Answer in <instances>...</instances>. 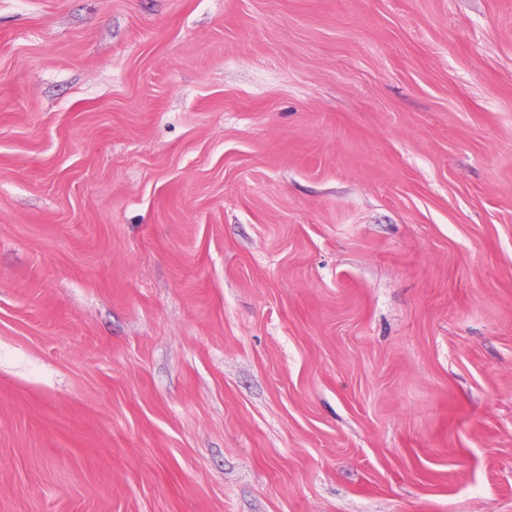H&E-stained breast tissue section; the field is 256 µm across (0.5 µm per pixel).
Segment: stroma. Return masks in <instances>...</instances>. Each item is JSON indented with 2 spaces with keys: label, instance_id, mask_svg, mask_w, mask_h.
Instances as JSON below:
<instances>
[{
  "label": "stroma",
  "instance_id": "obj_1",
  "mask_svg": "<svg viewBox=\"0 0 512 512\" xmlns=\"http://www.w3.org/2000/svg\"><path fill=\"white\" fill-rule=\"evenodd\" d=\"M0 512H512V0H0Z\"/></svg>",
  "mask_w": 512,
  "mask_h": 512
}]
</instances>
